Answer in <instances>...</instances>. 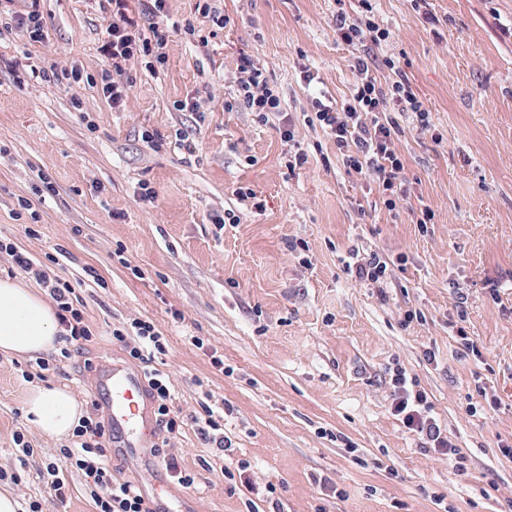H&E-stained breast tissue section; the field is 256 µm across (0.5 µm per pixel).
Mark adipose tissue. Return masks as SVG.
Segmentation results:
<instances>
[{
  "label": "adipose tissue",
  "mask_w": 512,
  "mask_h": 512,
  "mask_svg": "<svg viewBox=\"0 0 512 512\" xmlns=\"http://www.w3.org/2000/svg\"><path fill=\"white\" fill-rule=\"evenodd\" d=\"M60 329L56 311L41 294L22 282L0 280V352L20 358L34 357L54 349ZM28 422L47 437H71L84 416V409L65 387H39L25 402Z\"/></svg>",
  "instance_id": "adipose-tissue-1"
}]
</instances>
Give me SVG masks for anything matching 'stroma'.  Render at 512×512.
Returning a JSON list of instances; mask_svg holds the SVG:
<instances>
[{"label":"stroma","mask_w":512,"mask_h":512,"mask_svg":"<svg viewBox=\"0 0 512 512\" xmlns=\"http://www.w3.org/2000/svg\"><path fill=\"white\" fill-rule=\"evenodd\" d=\"M106 4L40 0V43L0 30V240L71 281L94 332L46 384L90 402L84 363L125 362L113 329L154 323L167 345L155 366L188 421L166 451L196 475L184 488L156 469L170 512H248L246 488L224 482L225 466L240 464L249 482L277 487L259 512H512L503 450L512 443V37L503 33L512 0H427L436 28L410 0H377L375 20L390 32L380 52L398 56L434 126L398 117L392 148L407 199L393 210L306 120L313 95L340 104L356 81L360 49L336 34V0H220L225 28L196 0H166L168 19L196 33L173 34L158 71L129 61L116 112L99 87L45 76L108 68ZM243 52L282 100L268 121L224 109ZM28 60L37 73L16 83L14 64ZM288 121L293 143L281 135ZM147 129L163 135L162 148L145 143ZM299 148L308 160L289 169ZM44 176L55 194L36 193ZM146 186L153 200L143 199ZM241 187L254 199L241 200ZM22 198L32 213L19 219ZM424 206L435 219L423 229L412 212ZM30 222L37 235L25 234ZM356 249L390 260L385 296L348 271ZM410 307L422 320L404 322ZM462 330L480 356L464 349ZM397 368L426 391L466 472L424 451L392 415ZM35 369L34 359L0 353V492L22 506L38 501L41 512H94L81 473H67L65 499L44 489L39 472L61 444L24 416ZM207 405L226 412L231 455L192 422ZM19 431L34 450L24 466Z\"/></svg>","instance_id":"1"}]
</instances>
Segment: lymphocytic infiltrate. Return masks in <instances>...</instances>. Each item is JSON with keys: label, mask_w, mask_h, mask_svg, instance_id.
Listing matches in <instances>:
<instances>
[{"label": "lymphocytic infiltrate", "mask_w": 512, "mask_h": 512, "mask_svg": "<svg viewBox=\"0 0 512 512\" xmlns=\"http://www.w3.org/2000/svg\"><path fill=\"white\" fill-rule=\"evenodd\" d=\"M110 2L112 20L100 50L112 66L102 72L101 89L111 108L117 110L124 102L128 87L122 79L124 63L140 57L145 59L148 69L157 70L166 61L164 48L170 30L157 22L158 16L165 11L166 0H139L141 9L134 16L129 13V0ZM356 2L355 14H348L342 8L336 12V32L340 38L365 49L352 64L357 80L351 95L341 106L314 98L313 113L307 121L319 125L333 141L346 169L377 182L385 196L386 207L392 210L406 197L404 165L392 148L394 139L401 132L394 115L411 113L420 128L427 130L431 127L429 111L413 91L395 58L374 53L375 48L390 37L389 31L380 28L374 20L375 0ZM383 69L391 71V81H378L376 74ZM237 73L236 90L225 100V110L251 112L261 122L282 112L279 95L270 87L251 55L240 54ZM3 251L11 256L19 270L47 288L56 304L63 346L56 361L40 362L39 369L44 373L57 371L62 362L71 359L73 342L87 341L93 336L83 310L74 302L75 290L69 281L50 276L13 244L0 240V252ZM112 337L125 344L129 358L149 365L148 386L157 422L170 434L182 430L184 419L171 408L167 381L163 373L153 367L156 358L166 352L162 334L152 322L138 320L113 329ZM391 383L394 388L393 415L410 432L421 437L426 450L445 456L456 465H463L464 456L432 416L427 394L419 389L417 381L398 370ZM105 434L106 426L97 413L84 416L73 432L70 445L61 449L58 458L44 465L50 492L57 498H65L64 473L75 470L85 478L95 512H150L138 483L116 478L112 468L105 463L106 450L102 444Z\"/></svg>", "instance_id": "obj_1"}]
</instances>
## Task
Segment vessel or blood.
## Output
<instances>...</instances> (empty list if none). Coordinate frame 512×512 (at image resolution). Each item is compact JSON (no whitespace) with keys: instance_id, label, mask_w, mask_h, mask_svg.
I'll use <instances>...</instances> for the list:
<instances>
[{"instance_id":"b4317fda","label":"vessel or blood","mask_w":512,"mask_h":512,"mask_svg":"<svg viewBox=\"0 0 512 512\" xmlns=\"http://www.w3.org/2000/svg\"><path fill=\"white\" fill-rule=\"evenodd\" d=\"M95 391L102 396L112 424L105 447L122 455L127 466L141 468L155 453L152 404L143 372L126 364H112L97 373Z\"/></svg>"}]
</instances>
